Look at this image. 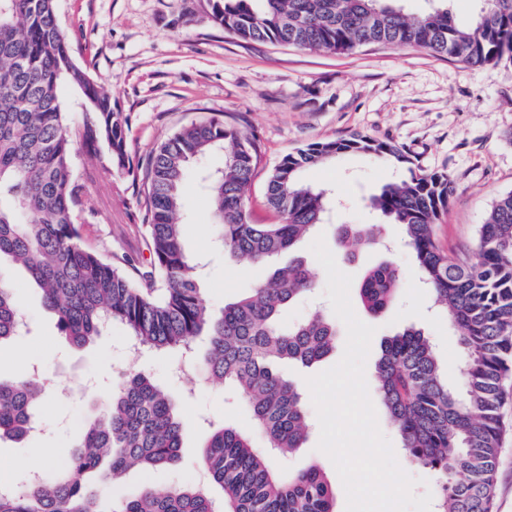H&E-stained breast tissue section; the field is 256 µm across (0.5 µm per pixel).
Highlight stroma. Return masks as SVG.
Masks as SVG:
<instances>
[{"instance_id":"35a3bbf8","label":"stroma","mask_w":512,"mask_h":512,"mask_svg":"<svg viewBox=\"0 0 512 512\" xmlns=\"http://www.w3.org/2000/svg\"><path fill=\"white\" fill-rule=\"evenodd\" d=\"M56 16L76 59L127 115L132 162L144 161L192 122L239 117L241 130L262 148L249 197L262 222L275 220L264 199L277 163L309 143L353 134L393 142L411 157L412 168L448 175L454 193L434 235L454 257L470 255L493 201L512 191V61L471 67L410 46L372 44L328 53L244 42L213 23L206 0H56ZM223 165L219 150L192 168L182 208L185 246L207 261L201 296L215 310L264 276L261 269L225 263L210 246L211 210L199 173ZM409 170L357 155L304 169V178L327 187L336 201L332 222L321 227V234L331 236L336 224L371 223L365 197L384 183L407 178ZM72 172L83 189L84 203L75 211L81 247L130 278L149 270L140 182L111 166L105 154L80 147L72 154ZM387 233L404 287L385 313L360 316L376 329L365 377H374L381 342L413 325L438 342L448 379L456 381L454 331L444 317L429 314V296L418 282L401 229L391 225ZM0 268L27 311L20 335L0 345V375L37 369L51 383L35 411L33 435L0 441V477L8 485L27 481V462L46 473L64 466L87 423L104 409L113 385L135 371L149 373L176 403L185 425L180 460L170 468L133 472L123 483L102 488L103 498L116 501L145 485L198 482L210 424L227 422L252 431L235 391L194 382L189 375L174 380L170 369L178 353L130 356L123 326L103 331L91 344L69 345L26 273L8 263Z\"/></svg>"}]
</instances>
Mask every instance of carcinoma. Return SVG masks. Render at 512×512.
<instances>
[{
  "mask_svg": "<svg viewBox=\"0 0 512 512\" xmlns=\"http://www.w3.org/2000/svg\"><path fill=\"white\" fill-rule=\"evenodd\" d=\"M210 18L243 41L278 42L343 53L362 45L415 46L467 64L512 59V0H482L461 24L448 0H428L411 16L401 0H208ZM68 85L89 105L78 134L59 92ZM128 118L112 94L73 59L56 19L55 0H0V261L24 268L65 341L81 347L118 323L140 349L208 350L199 360L205 379L235 389L265 447L231 424L216 426L203 443V483L146 486L109 512H336V484L317 464L284 467L310 434L300 385L291 368L311 369L336 346V318L317 312L294 322L283 312L315 288L312 265L296 250L327 223L326 190L300 174L341 154L409 164L395 144L367 136L316 142L283 158L267 181L266 203L279 220L257 224L249 191L261 161L256 138L222 120L193 122L150 154L144 171L153 269L162 296L130 281L79 244L75 210L82 189L73 179L74 138L92 153L107 148L111 163L135 175L127 151ZM224 150V167L202 177L210 200L208 231L224 258L261 264L272 273L212 312L201 298L200 262L189 254L180 221L181 188L190 164ZM452 193L446 175L411 171L366 198L377 224H338L333 236L347 252L385 245L390 224L403 229L433 305L458 327L459 389L448 386L435 344L404 328L386 338L375 365L376 395L400 438L406 460L430 470L440 491L438 512H494L495 471L504 436L500 406L512 378V192L499 196L477 232L474 256L445 254L433 227ZM403 276L387 258L369 266L358 285L364 309L393 306ZM24 313L10 281L0 275V345L21 331ZM41 377L0 376V438L24 439L41 402ZM183 422L170 397L146 372L114 386L107 408L85 428L65 467L21 487H0V512H104L88 480H122L180 458Z\"/></svg>",
  "mask_w": 512,
  "mask_h": 512,
  "instance_id": "carcinoma-1",
  "label": "carcinoma"
}]
</instances>
